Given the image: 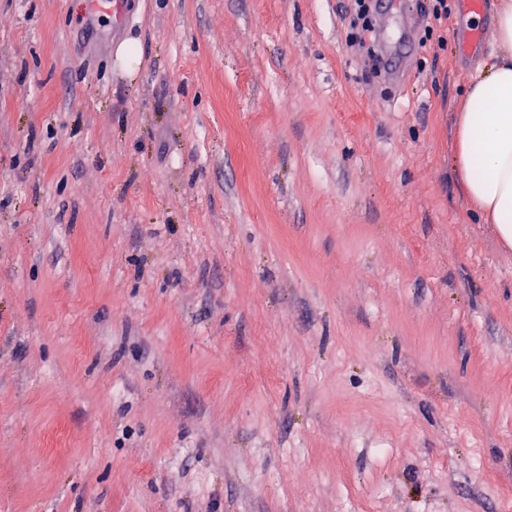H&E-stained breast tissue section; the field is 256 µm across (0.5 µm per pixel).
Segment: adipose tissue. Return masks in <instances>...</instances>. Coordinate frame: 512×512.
I'll return each mask as SVG.
<instances>
[{"label": "adipose tissue", "instance_id": "adipose-tissue-1", "mask_svg": "<svg viewBox=\"0 0 512 512\" xmlns=\"http://www.w3.org/2000/svg\"><path fill=\"white\" fill-rule=\"evenodd\" d=\"M495 44L471 78L452 162L469 199L512 248V0H493Z\"/></svg>", "mask_w": 512, "mask_h": 512}]
</instances>
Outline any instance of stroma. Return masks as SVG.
I'll return each instance as SVG.
<instances>
[{"mask_svg": "<svg viewBox=\"0 0 512 512\" xmlns=\"http://www.w3.org/2000/svg\"><path fill=\"white\" fill-rule=\"evenodd\" d=\"M447 2L384 86L354 0H0V512H512Z\"/></svg>", "mask_w": 512, "mask_h": 512, "instance_id": "obj_1", "label": "stroma"}]
</instances>
